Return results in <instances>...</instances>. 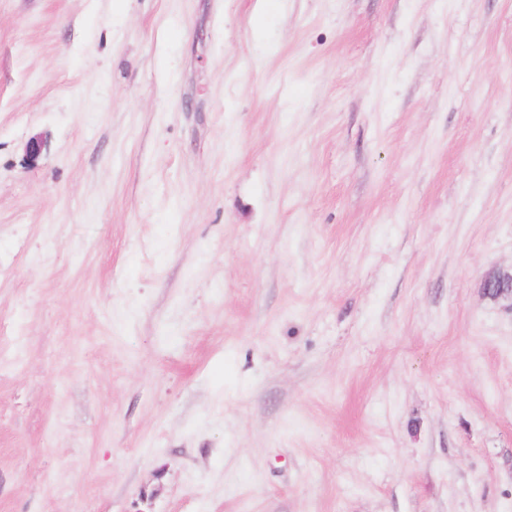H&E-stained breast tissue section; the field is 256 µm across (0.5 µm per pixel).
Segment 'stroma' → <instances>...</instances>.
<instances>
[{
    "mask_svg": "<svg viewBox=\"0 0 512 512\" xmlns=\"http://www.w3.org/2000/svg\"><path fill=\"white\" fill-rule=\"evenodd\" d=\"M512 0H0V512H512ZM486 291L493 289L492 298L510 299L512 302V271H499L489 276L484 283Z\"/></svg>",
    "mask_w": 512,
    "mask_h": 512,
    "instance_id": "1",
    "label": "stroma"
}]
</instances>
